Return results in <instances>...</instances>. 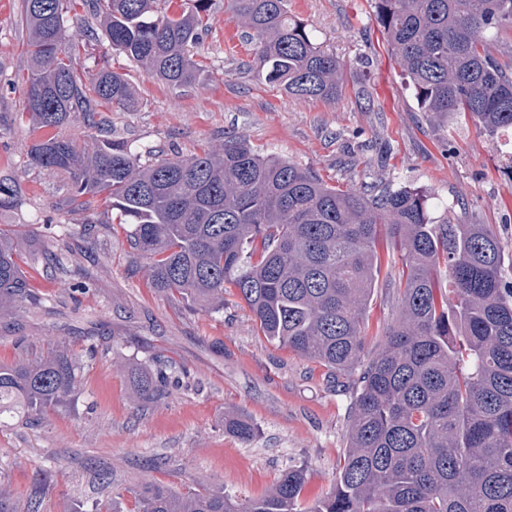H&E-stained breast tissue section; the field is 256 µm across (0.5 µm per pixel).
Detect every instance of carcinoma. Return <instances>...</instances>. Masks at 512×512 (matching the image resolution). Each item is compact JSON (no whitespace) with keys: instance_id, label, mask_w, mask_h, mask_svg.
Segmentation results:
<instances>
[{"instance_id":"1","label":"carcinoma","mask_w":512,"mask_h":512,"mask_svg":"<svg viewBox=\"0 0 512 512\" xmlns=\"http://www.w3.org/2000/svg\"><path fill=\"white\" fill-rule=\"evenodd\" d=\"M96 0L112 49L172 87L201 80L191 48L211 0ZM254 41L249 69L296 98L334 103L346 75L288 0H227ZM70 0H22L30 59L20 115L38 137L28 165L69 176L71 203H101L130 225L158 292L207 313L237 289L269 341L316 360L335 377L358 373L347 451L336 486L302 508V468L263 495H180L143 488L140 512H512V283L489 224L432 215L431 191L331 186L242 136L188 157L142 154L107 135L99 108L130 111L124 75L80 76L65 25ZM375 18L422 112L461 116L492 138L512 132V69L487 45L512 30V0H374ZM86 133H65L76 115ZM399 249L398 311L365 350V315L381 239ZM448 296L438 298L441 276ZM12 241L0 234V316L28 300ZM80 364L64 349L0 363V427L67 401ZM139 395L165 388L134 373ZM224 429L244 443L255 427L235 414Z\"/></svg>"}]
</instances>
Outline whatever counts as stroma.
Wrapping results in <instances>:
<instances>
[{
  "label": "stroma",
  "instance_id": "stroma-1",
  "mask_svg": "<svg viewBox=\"0 0 512 512\" xmlns=\"http://www.w3.org/2000/svg\"><path fill=\"white\" fill-rule=\"evenodd\" d=\"M20 6H0V179L19 190L17 204L0 209V230L12 236L31 299L0 318V362L38 360L62 347L81 371L69 401L0 428V484L13 512H27L35 491L40 512H111L116 503L139 512L148 485L254 498L297 467L306 473L303 502L326 497L345 458L351 386L263 336L235 289H225L219 314L158 294L131 253L126 225L100 208L72 210L65 175L28 166L33 136L16 119L28 69ZM288 7L344 63L336 102L290 97L247 72L253 43L224 0H212L196 49L204 74L193 87L148 76L106 40L85 41V25L95 22L91 0L68 14L83 41L75 66L126 75L142 106L112 112V136L138 151L189 156L237 134L343 189L427 188L463 222L493 225L512 258V153L472 121L438 122L419 111L373 0H289ZM66 241L72 253L61 271L46 256ZM397 304L396 288L380 277L367 309L368 351ZM134 367L164 378L166 396L139 398ZM228 412L255 426L252 442L225 431ZM105 472L111 484L101 482Z\"/></svg>",
  "mask_w": 512,
  "mask_h": 512
}]
</instances>
